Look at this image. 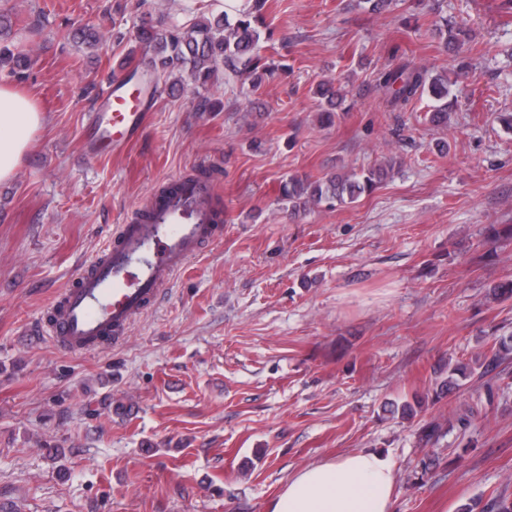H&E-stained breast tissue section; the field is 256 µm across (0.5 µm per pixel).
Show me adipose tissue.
<instances>
[{
  "mask_svg": "<svg viewBox=\"0 0 512 512\" xmlns=\"http://www.w3.org/2000/svg\"><path fill=\"white\" fill-rule=\"evenodd\" d=\"M41 122L34 99L0 85V181L13 176ZM395 486L389 457L353 452L292 472L272 512H394Z\"/></svg>",
  "mask_w": 512,
  "mask_h": 512,
  "instance_id": "obj_1",
  "label": "adipose tissue"
}]
</instances>
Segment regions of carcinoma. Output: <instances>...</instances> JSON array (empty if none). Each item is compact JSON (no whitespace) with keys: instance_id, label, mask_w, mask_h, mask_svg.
I'll use <instances>...</instances> for the list:
<instances>
[{"instance_id":"1","label":"carcinoma","mask_w":512,"mask_h":512,"mask_svg":"<svg viewBox=\"0 0 512 512\" xmlns=\"http://www.w3.org/2000/svg\"><path fill=\"white\" fill-rule=\"evenodd\" d=\"M254 10H246L229 19L227 14L212 18L200 17L189 24H182L169 32L155 31L144 26L140 29V42L152 48L149 79L153 84L178 76V82L188 77L191 83L205 87L212 77L224 68L229 75L248 81L250 90L258 92L273 73L272 64L261 54L259 33L255 27L258 17L254 12L263 9L269 0H253ZM435 35L446 44L461 48L472 36L462 25L443 24ZM0 66L12 70L23 68L21 56L14 53L11 45H0ZM376 86L385 102L392 109L403 108L411 101L428 96L433 101L429 122L441 125L448 121V80L442 74L431 75L428 69L409 62H400L380 70ZM315 94L323 100V112L327 122H332L337 109L342 107V88L325 81L316 87ZM394 159L370 168L339 173L316 181L308 177L291 176L282 186V200L288 212L298 216L319 205L327 208L353 204L371 192L383 179ZM512 358V345L501 342L484 355L481 367L490 371ZM476 368L448 359V369H439L440 393H452L460 388V382L472 376Z\"/></svg>"}]
</instances>
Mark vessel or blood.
<instances>
[{
    "label": "vessel or blood",
    "mask_w": 512,
    "mask_h": 512,
    "mask_svg": "<svg viewBox=\"0 0 512 512\" xmlns=\"http://www.w3.org/2000/svg\"><path fill=\"white\" fill-rule=\"evenodd\" d=\"M100 108L90 113L88 153L107 156L140 134L148 98L137 89L107 84ZM172 192H158L117 234L74 283L53 300L43 336L72 354L97 350L124 336L147 306L156 303L173 276L215 239L223 211L208 206L211 183L200 176L176 179Z\"/></svg>",
    "instance_id": "1"
}]
</instances>
